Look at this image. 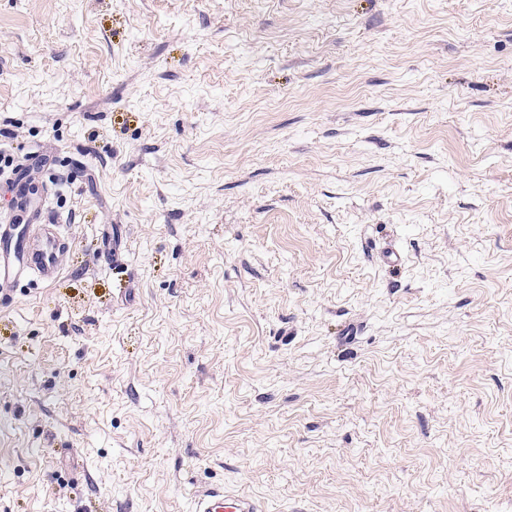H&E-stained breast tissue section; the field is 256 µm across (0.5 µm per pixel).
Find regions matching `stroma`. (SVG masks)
Wrapping results in <instances>:
<instances>
[{
    "mask_svg": "<svg viewBox=\"0 0 512 512\" xmlns=\"http://www.w3.org/2000/svg\"><path fill=\"white\" fill-rule=\"evenodd\" d=\"M39 153L0 512H512V0H0ZM105 255L114 263H121L128 251V240L122 226L110 227L102 237ZM193 512H262L263 509L256 502L239 497L236 500L224 499V490L221 488H205L197 491L193 499Z\"/></svg>",
    "mask_w": 512,
    "mask_h": 512,
    "instance_id": "1",
    "label": "stroma"
}]
</instances>
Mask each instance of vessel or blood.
Wrapping results in <instances>:
<instances>
[{
    "instance_id": "vessel-or-blood-1",
    "label": "vessel or blood",
    "mask_w": 512,
    "mask_h": 512,
    "mask_svg": "<svg viewBox=\"0 0 512 512\" xmlns=\"http://www.w3.org/2000/svg\"><path fill=\"white\" fill-rule=\"evenodd\" d=\"M105 254L122 262L128 240L122 227L108 228L102 238ZM69 245L59 224L45 208L33 206L26 182H19L15 210L0 216V304L10 305L15 290L25 282L53 284L62 273L60 257ZM192 512H262L256 502L240 497L225 500L220 488L197 491Z\"/></svg>"
}]
</instances>
